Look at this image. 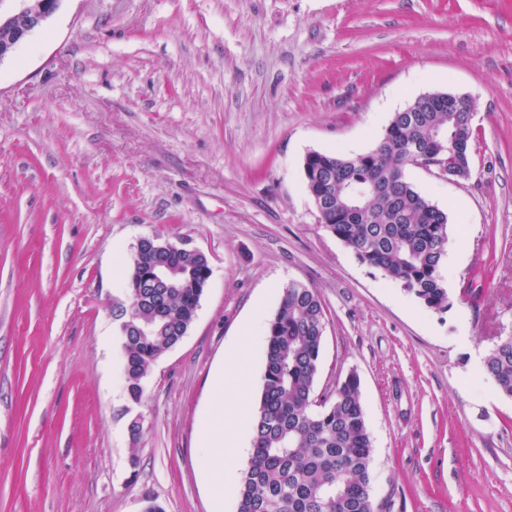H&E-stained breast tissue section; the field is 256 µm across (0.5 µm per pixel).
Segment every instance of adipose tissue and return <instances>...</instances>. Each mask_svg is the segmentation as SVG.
Returning a JSON list of instances; mask_svg holds the SVG:
<instances>
[{
	"label": "adipose tissue",
	"mask_w": 512,
	"mask_h": 512,
	"mask_svg": "<svg viewBox=\"0 0 512 512\" xmlns=\"http://www.w3.org/2000/svg\"><path fill=\"white\" fill-rule=\"evenodd\" d=\"M213 411L202 424L200 440L206 457L202 467L216 495H223L227 472L223 458H236L243 449L238 438L239 427L249 419V404L242 397L228 398L223 382H216L212 392Z\"/></svg>",
	"instance_id": "obj_1"
}]
</instances>
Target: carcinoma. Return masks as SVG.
<instances>
[{
    "instance_id": "obj_1",
    "label": "carcinoma",
    "mask_w": 512,
    "mask_h": 512,
    "mask_svg": "<svg viewBox=\"0 0 512 512\" xmlns=\"http://www.w3.org/2000/svg\"><path fill=\"white\" fill-rule=\"evenodd\" d=\"M445 92L416 97L393 114L376 145L355 156L312 151L303 162L313 198L332 197L319 212L325 229L357 258L400 284L426 308L443 312L452 300L442 268L450 216L420 193L407 169L431 158L448 161L454 179L470 175L473 128L467 112L438 106ZM179 288H165L168 319L156 321L157 295L134 291L151 249L132 251L125 288L151 336H119L127 399L142 401L154 363L182 340L197 315L202 288L188 286L210 268L205 253L169 255ZM326 329L318 292L301 283L284 289L266 328L263 383L252 424V451L236 489L237 512H378L371 484L373 443L356 374L315 400ZM497 391L512 398V336L500 339L484 363Z\"/></svg>"
}]
</instances>
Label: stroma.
Wrapping results in <instances>:
<instances>
[{
    "instance_id": "stroma-1",
    "label": "stroma",
    "mask_w": 512,
    "mask_h": 512,
    "mask_svg": "<svg viewBox=\"0 0 512 512\" xmlns=\"http://www.w3.org/2000/svg\"><path fill=\"white\" fill-rule=\"evenodd\" d=\"M432 91L474 130L468 179L407 171L450 215L445 312L327 232L303 175ZM156 233L212 276L132 406L112 305ZM292 282L324 306L316 393L360 379L381 512H512V399L484 370L512 335V0H60L0 59V512H236L200 426ZM260 338L261 336H242L239 345L232 351L227 361L226 370L231 373L240 374L242 384L244 385L247 383L246 364L250 350Z\"/></svg>"
}]
</instances>
